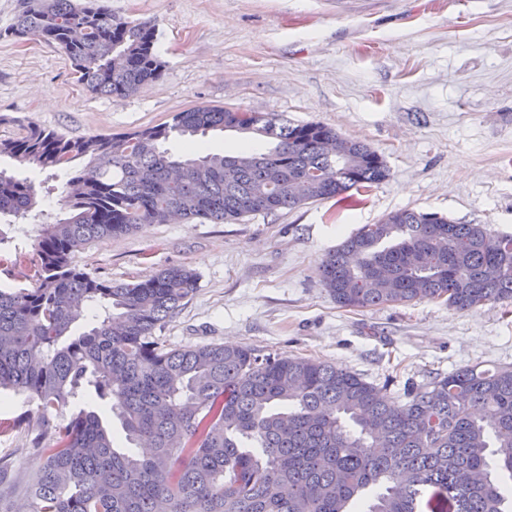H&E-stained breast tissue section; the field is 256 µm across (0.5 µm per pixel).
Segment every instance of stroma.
<instances>
[{
  "mask_svg": "<svg viewBox=\"0 0 512 512\" xmlns=\"http://www.w3.org/2000/svg\"><path fill=\"white\" fill-rule=\"evenodd\" d=\"M153 19L160 80L95 96L65 54L5 36L21 0H0V138L36 124L69 138L133 132L197 105L320 122L369 144L390 170L360 199L308 203L227 224H150L93 241L74 265L137 282L169 265L199 275L194 297L157 334L170 349L208 343L320 359L401 402L464 366H512V314L458 313L439 300L338 307L317 270L362 225L395 210L438 213L512 233V0H105ZM244 137L214 131L208 152ZM167 148L188 156L195 143ZM0 512H18L42 466L41 416L0 394Z\"/></svg>",
  "mask_w": 512,
  "mask_h": 512,
  "instance_id": "1",
  "label": "stroma"
}]
</instances>
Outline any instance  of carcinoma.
I'll list each match as a JSON object with an SVG mask.
<instances>
[{
	"label": "carcinoma",
	"instance_id": "carcinoma-1",
	"mask_svg": "<svg viewBox=\"0 0 512 512\" xmlns=\"http://www.w3.org/2000/svg\"><path fill=\"white\" fill-rule=\"evenodd\" d=\"M6 35L59 47L95 95L125 98L158 81L156 26L103 0H22ZM253 133L275 140L253 163L176 158L174 135ZM325 141L339 142L328 155ZM39 170L94 166L66 182V217L42 224L29 288H0V391L27 395L44 458L28 512H512V367H462L389 403L358 374L307 357L210 343L167 349L155 336L199 288L186 266L137 283L96 278L71 256L94 239L186 221L237 223L344 198L389 176L382 157L319 122L208 105L130 133L70 139L30 124L0 158ZM318 171L303 199L291 180ZM40 207L32 181L0 167V219ZM319 281L341 308L443 300L457 312L512 309V234L397 210L330 251ZM89 328H71L89 310ZM69 416H64L66 410ZM121 421L112 436L99 411Z\"/></svg>",
	"mask_w": 512,
	"mask_h": 512
}]
</instances>
